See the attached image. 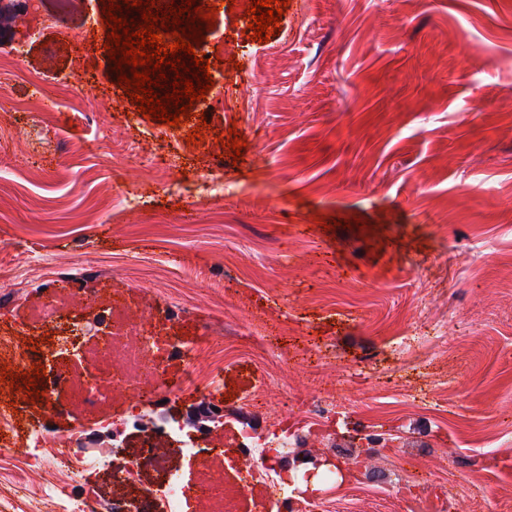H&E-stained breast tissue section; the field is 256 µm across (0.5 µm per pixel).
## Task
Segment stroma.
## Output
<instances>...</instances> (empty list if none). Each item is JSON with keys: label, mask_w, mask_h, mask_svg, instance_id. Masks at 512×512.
<instances>
[{"label": "stroma", "mask_w": 512, "mask_h": 512, "mask_svg": "<svg viewBox=\"0 0 512 512\" xmlns=\"http://www.w3.org/2000/svg\"><path fill=\"white\" fill-rule=\"evenodd\" d=\"M246 27L221 9L205 33L224 101L189 151L191 124L131 104L104 28L86 65L59 27L0 15V56L19 54L0 72V273L45 260L0 312L28 319L79 268L94 306L191 314L184 346L241 348L220 388L235 414L269 377L288 409L337 374L335 435L293 452L336 466L318 512H512V0H290L270 41ZM219 159L232 192L192 203ZM116 182L134 207L87 229ZM187 254L229 287L223 309ZM262 315L282 329L272 358L245 349Z\"/></svg>", "instance_id": "stroma-1"}]
</instances>
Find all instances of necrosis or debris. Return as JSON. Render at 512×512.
I'll return each mask as SVG.
<instances>
[{
    "label": "necrosis or debris",
    "mask_w": 512,
    "mask_h": 512,
    "mask_svg": "<svg viewBox=\"0 0 512 512\" xmlns=\"http://www.w3.org/2000/svg\"><path fill=\"white\" fill-rule=\"evenodd\" d=\"M64 283L66 290L56 303L75 316L69 333L39 346L27 343L23 323L0 334V363L11 372L21 373L33 364L45 368L38 381L42 395L29 408L36 426L22 427L13 411L17 396L12 388L0 391V434L6 436L0 448L10 449L15 433H23L26 452L20 481L36 494L38 512H184L189 486L166 455L174 442L193 458L231 451L234 481L222 475L208 481L215 490L216 512H238V500L245 495L250 498L249 512H312L309 497L297 490L286 455L308 438L333 433L345 409L336 386H328L319 399L290 418L275 409L276 395L270 390L249 395V416H229L214 410L212 401L224 372L223 340L205 341L190 350L177 340L168 344L167 356L181 358L184 371L180 388L167 387L164 365L146 327L150 310L102 306L90 311L80 279L71 276ZM87 325L103 329L105 335L96 346L80 351L71 335ZM182 389L190 391L194 401L184 410H172L170 401ZM64 390L89 406L116 393L131 394L132 399L122 415L101 418L96 428L59 433L52 422L65 410L59 400ZM135 432L141 443L133 452L128 437ZM218 433L224 436L220 445L213 441ZM119 458L125 461L117 473L119 481L136 482L145 458L159 474L158 482L143 488L139 500L107 501L93 487L97 471ZM256 487L261 490L257 496L252 493Z\"/></svg>",
    "instance_id": "1"
}]
</instances>
